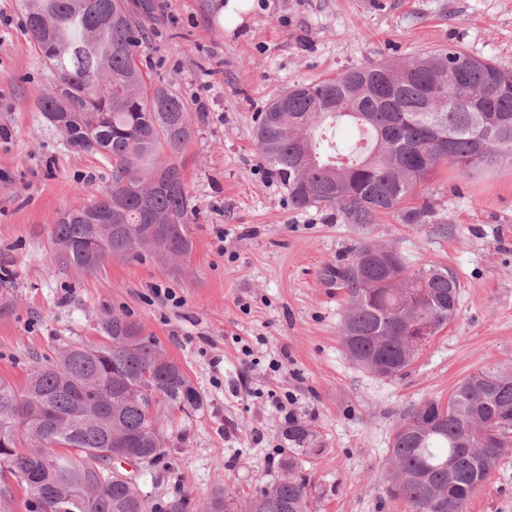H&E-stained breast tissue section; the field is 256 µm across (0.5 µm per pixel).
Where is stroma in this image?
<instances>
[{
    "mask_svg": "<svg viewBox=\"0 0 512 512\" xmlns=\"http://www.w3.org/2000/svg\"><path fill=\"white\" fill-rule=\"evenodd\" d=\"M22 2L0 0V381L23 387L62 343L99 340L107 315H126L203 398L170 411V449L137 477L150 500L197 505L218 482L252 496L277 475L286 442L274 401L286 397L322 450L305 466L312 512H412L386 493L394 428L424 401L447 402L473 371L512 369V162L441 165L409 201L429 204L427 223L391 214L361 227L291 206L256 149V118L294 85L448 46L512 69V0H254L234 28L220 19L228 0H154L140 64L182 95L193 128L174 157L198 212L177 275L148 257L89 273L59 256L58 220L111 186L112 165L72 150L36 109L54 75ZM363 243L460 283L454 318L395 378L346 354L347 292L323 277ZM468 512H512V455Z\"/></svg>",
    "mask_w": 512,
    "mask_h": 512,
    "instance_id": "obj_1",
    "label": "stroma"
}]
</instances>
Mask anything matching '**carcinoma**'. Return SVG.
<instances>
[{
    "label": "carcinoma",
    "mask_w": 512,
    "mask_h": 512,
    "mask_svg": "<svg viewBox=\"0 0 512 512\" xmlns=\"http://www.w3.org/2000/svg\"><path fill=\"white\" fill-rule=\"evenodd\" d=\"M151 0H26L25 24L56 75L36 101L79 151L112 159V186L55 225L54 244L84 271L114 255L167 264L192 249L197 211L176 155L192 136L187 107L164 81L146 90L138 53L150 41L141 17ZM350 124L358 142L336 147ZM255 141L297 209L336 211L345 224L399 214L423 224L425 207L404 203L439 165L477 170L512 160V70L458 46L409 63H378L288 89L260 113ZM93 241L89 260L80 245ZM364 244L348 264L326 271L348 292L342 344L363 369L401 374L414 360L403 336L419 319L440 330L454 317L459 281L437 266L414 268L397 251ZM100 342H70L34 369L23 389L0 381V497L11 485L26 512H189L185 497L155 504L112 476L106 451L154 455L167 443L169 409L197 408L199 393L157 339L126 315L110 314ZM279 475L252 495L255 512H311L303 464L322 454L313 434L292 424ZM512 455V371L491 367L464 378L448 403L425 401L394 429L387 493L413 512H467L490 470ZM220 483L204 512H238Z\"/></svg>",
    "instance_id": "obj_1"
}]
</instances>
